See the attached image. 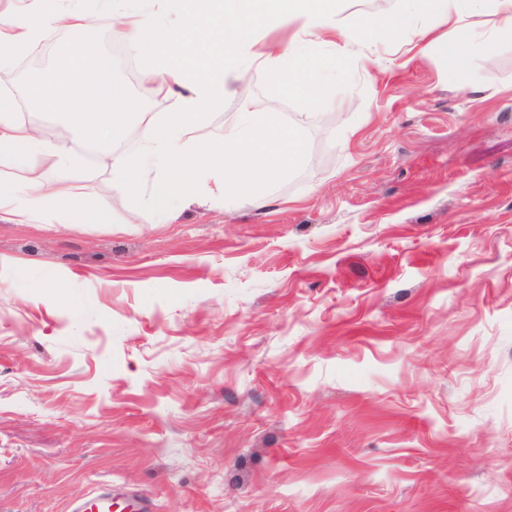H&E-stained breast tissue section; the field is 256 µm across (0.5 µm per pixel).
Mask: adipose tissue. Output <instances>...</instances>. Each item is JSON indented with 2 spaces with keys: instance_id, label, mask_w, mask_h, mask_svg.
<instances>
[{
  "instance_id": "adipose-tissue-1",
  "label": "adipose tissue",
  "mask_w": 512,
  "mask_h": 512,
  "mask_svg": "<svg viewBox=\"0 0 512 512\" xmlns=\"http://www.w3.org/2000/svg\"><path fill=\"white\" fill-rule=\"evenodd\" d=\"M0 14V49L26 56L51 29L82 31L87 14L65 4L45 8L21 0ZM154 9L129 10L112 0V32L143 65L141 95L112 78V64L82 45L60 52L48 71L27 88L28 111L62 116L77 139L108 150L118 187L138 195L136 216L166 211L174 197L201 204L248 200L259 205L263 191L286 180L307 154L294 127L275 113L259 112L248 92L249 74L260 69L302 111L328 98L327 74L349 78L365 68L369 35L402 47L413 31L416 47H440L456 85L469 91L466 50L482 40L493 52L512 36V0H398L393 12L339 18L336 0H156ZM492 16L484 32L472 17ZM298 22L287 41L260 44V30ZM162 97L168 111L142 108V97ZM237 97L238 120L221 138L193 143L190 129L205 124L225 97ZM13 98L0 97V170L20 164L22 179L0 178V221L26 224L52 204L69 224H107L110 216L89 202L69 175L71 154L16 117ZM137 119L139 145L121 148L130 119Z\"/></svg>"
}]
</instances>
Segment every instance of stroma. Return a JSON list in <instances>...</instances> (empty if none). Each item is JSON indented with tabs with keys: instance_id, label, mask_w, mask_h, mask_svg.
I'll list each match as a JSON object with an SVG mask.
<instances>
[{
	"instance_id": "1",
	"label": "stroma",
	"mask_w": 512,
	"mask_h": 512,
	"mask_svg": "<svg viewBox=\"0 0 512 512\" xmlns=\"http://www.w3.org/2000/svg\"><path fill=\"white\" fill-rule=\"evenodd\" d=\"M468 67L374 42L303 123L252 71L308 162L136 224L19 109L112 221L0 222V512H512V36Z\"/></svg>"
}]
</instances>
